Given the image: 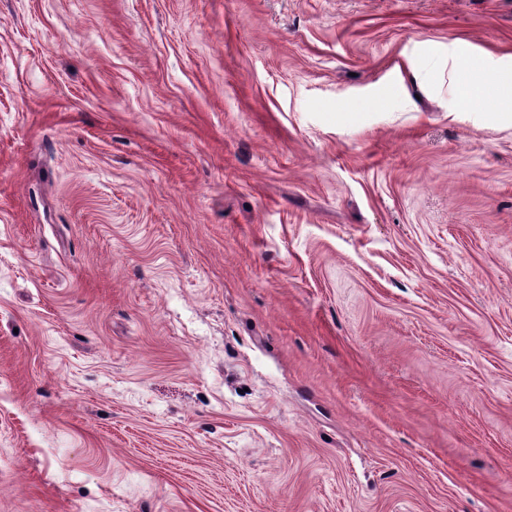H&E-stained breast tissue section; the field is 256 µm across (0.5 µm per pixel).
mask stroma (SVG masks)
Wrapping results in <instances>:
<instances>
[{
    "label": "stroma",
    "mask_w": 512,
    "mask_h": 512,
    "mask_svg": "<svg viewBox=\"0 0 512 512\" xmlns=\"http://www.w3.org/2000/svg\"><path fill=\"white\" fill-rule=\"evenodd\" d=\"M512 0H0V512H512Z\"/></svg>",
    "instance_id": "obj_1"
}]
</instances>
